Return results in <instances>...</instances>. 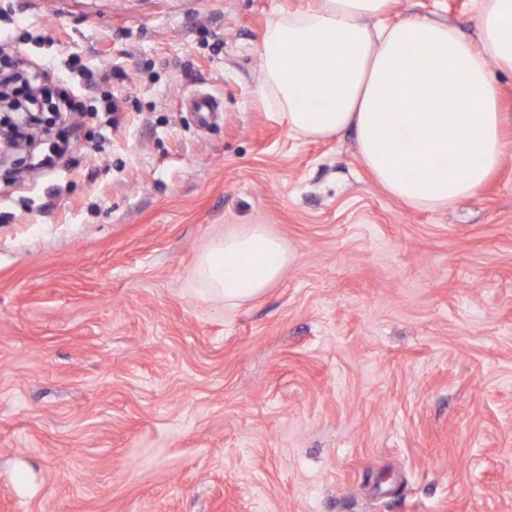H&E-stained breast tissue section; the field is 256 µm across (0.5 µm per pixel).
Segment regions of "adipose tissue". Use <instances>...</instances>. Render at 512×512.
<instances>
[{"instance_id":"1","label":"adipose tissue","mask_w":512,"mask_h":512,"mask_svg":"<svg viewBox=\"0 0 512 512\" xmlns=\"http://www.w3.org/2000/svg\"><path fill=\"white\" fill-rule=\"evenodd\" d=\"M477 41L441 19L388 22L391 0H313L270 21L259 96L295 138L353 131L361 159L392 197L437 209L469 198L502 164L503 112L492 68L512 71V0H475ZM453 155V169L438 160ZM415 177H406V169ZM294 255L263 224L212 239L195 275L239 304L280 279Z\"/></svg>"}]
</instances>
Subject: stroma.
<instances>
[{
    "label": "stroma",
    "instance_id": "stroma-1",
    "mask_svg": "<svg viewBox=\"0 0 512 512\" xmlns=\"http://www.w3.org/2000/svg\"><path fill=\"white\" fill-rule=\"evenodd\" d=\"M311 2L27 0L16 71L59 40L109 78L42 136L52 166L0 167V512H512V129L437 210L353 132L294 138L257 46ZM415 14L476 36L473 0L389 10ZM244 223L296 258L228 305L195 265Z\"/></svg>",
    "mask_w": 512,
    "mask_h": 512
}]
</instances>
